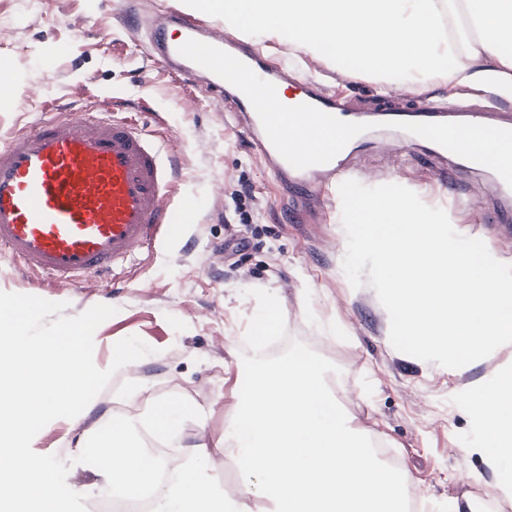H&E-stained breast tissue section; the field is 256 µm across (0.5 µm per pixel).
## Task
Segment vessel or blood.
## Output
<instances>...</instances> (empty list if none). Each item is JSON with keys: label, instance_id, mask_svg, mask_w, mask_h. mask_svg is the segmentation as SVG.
Listing matches in <instances>:
<instances>
[{"label": "vessel or blood", "instance_id": "obj_1", "mask_svg": "<svg viewBox=\"0 0 512 512\" xmlns=\"http://www.w3.org/2000/svg\"><path fill=\"white\" fill-rule=\"evenodd\" d=\"M150 43L163 54L177 53L187 40L213 45L272 82L280 102L309 104L346 122L364 116L346 101L304 84L289 97L290 80L258 54L225 41L203 19L174 9L148 22ZM209 94L222 98L242 118L258 153L282 182L293 184V208L306 213L327 188L351 179L349 159L361 146L354 137L325 164L297 169L270 142L248 100L235 86L210 76ZM114 104L59 109L52 117L15 133L0 145V252L21 268L52 282L85 286L116 271L139 248L151 245L174 222L170 197L176 187L170 138L145 133L131 117H114ZM380 122H444L447 110H387Z\"/></svg>", "mask_w": 512, "mask_h": 512}]
</instances>
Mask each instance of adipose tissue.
<instances>
[{"instance_id":"ef3b65f1","label":"adipose tissue","mask_w":512,"mask_h":512,"mask_svg":"<svg viewBox=\"0 0 512 512\" xmlns=\"http://www.w3.org/2000/svg\"><path fill=\"white\" fill-rule=\"evenodd\" d=\"M223 15L237 37L254 27L295 35L305 54L347 63L348 77L379 87L480 78L512 90V0H193ZM239 421L198 458L221 453L245 461L238 493H226L206 468L179 477L155 512H240L261 494L266 512H407L404 478L379 464L363 432L339 410L342 394L328 365L301 352L245 365ZM478 439L470 450L495 467L512 466V372L465 402Z\"/></svg>"}]
</instances>
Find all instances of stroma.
I'll return each mask as SVG.
<instances>
[{
    "label": "stroma",
    "mask_w": 512,
    "mask_h": 512,
    "mask_svg": "<svg viewBox=\"0 0 512 512\" xmlns=\"http://www.w3.org/2000/svg\"><path fill=\"white\" fill-rule=\"evenodd\" d=\"M168 7L189 9L187 0H0V77L13 89L12 98L0 99V142L57 103L78 108L112 98L133 107L145 97L140 123L151 134H174L179 146L180 182L171 198L177 228L114 277L82 288L51 283L0 254V291L66 303L69 316L96 304L116 307L94 332L97 367L109 368L113 347L129 336L154 349L115 372L96 397L95 414L53 420L34 437L33 450L71 461L67 483L94 507L106 487L97 468L77 462L78 441L101 428L102 416L142 415L156 399L178 394L204 413L166 447L169 458L185 460L191 445L221 438L237 418L238 369L252 359L247 341L272 313L269 333L283 341L272 360L298 350L335 370L346 413L372 444L395 451L426 512H454L462 496L484 512L479 493L491 492L507 471L469 452L478 428L463 401L512 364V349L459 369L397 351L375 290L353 288L343 272L340 197L307 221L291 211L277 174L223 102L154 56L145 28L123 21L130 10L150 16ZM248 46L268 64L365 111L452 100L473 112L512 113V94L488 84L437 83L421 94L395 84L381 91L345 78L334 62L296 51L287 34L259 29ZM15 98L26 99V111L14 110ZM367 140L353 159L357 181L372 187L399 180L427 205L443 208L459 233L512 264V239L502 234L506 217L486 175L400 133L374 128ZM475 472L482 484L470 483Z\"/></svg>",
    "instance_id": "1"
}]
</instances>
